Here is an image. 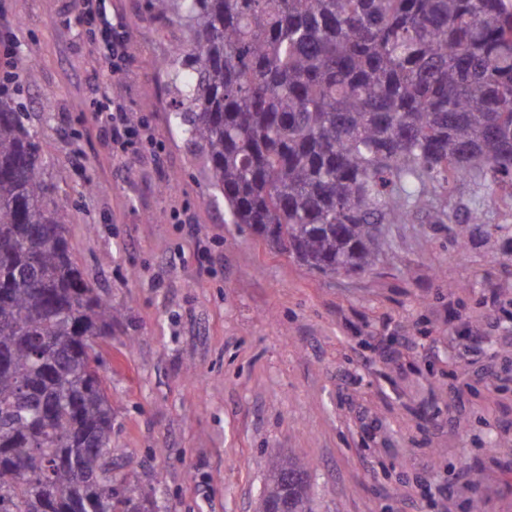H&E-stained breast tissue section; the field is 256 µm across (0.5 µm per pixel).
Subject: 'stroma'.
Wrapping results in <instances>:
<instances>
[{
    "label": "stroma",
    "instance_id": "1",
    "mask_svg": "<svg viewBox=\"0 0 512 512\" xmlns=\"http://www.w3.org/2000/svg\"><path fill=\"white\" fill-rule=\"evenodd\" d=\"M106 6L128 34L117 75L74 25L83 0H0V98L25 103L74 257L119 311L100 369L115 473L156 488L158 512H258L270 460L290 453L309 463L316 512H512V192L459 178L387 225L374 270L310 273L229 223L172 133L161 62L180 29L147 0ZM101 86L151 141L118 149ZM441 204L448 220L429 223ZM460 316L508 387L478 386L484 362L448 336ZM462 462L474 488L451 504L440 489Z\"/></svg>",
    "mask_w": 512,
    "mask_h": 512
}]
</instances>
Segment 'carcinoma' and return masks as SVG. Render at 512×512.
<instances>
[{
	"label": "carcinoma",
	"instance_id": "obj_1",
	"mask_svg": "<svg viewBox=\"0 0 512 512\" xmlns=\"http://www.w3.org/2000/svg\"><path fill=\"white\" fill-rule=\"evenodd\" d=\"M184 40L162 62L173 132L233 224L324 274L388 258L384 226L436 184L512 187V0H148ZM0 100V512H154L112 473L98 385L117 310L85 280L39 133ZM261 505L314 512L306 464Z\"/></svg>",
	"mask_w": 512,
	"mask_h": 512
}]
</instances>
